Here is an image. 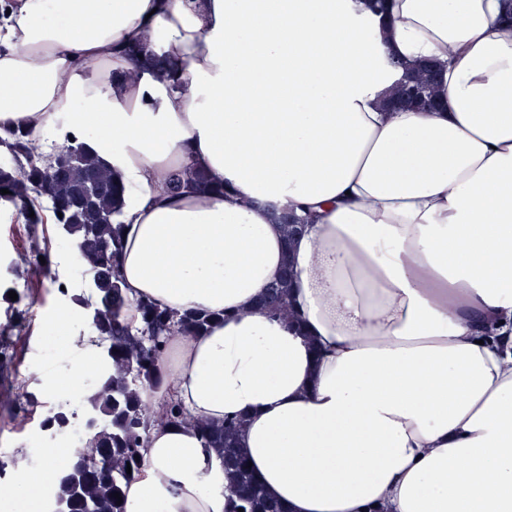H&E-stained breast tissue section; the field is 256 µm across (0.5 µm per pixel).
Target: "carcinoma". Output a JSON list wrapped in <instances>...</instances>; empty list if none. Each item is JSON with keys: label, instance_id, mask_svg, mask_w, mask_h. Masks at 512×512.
I'll return each mask as SVG.
<instances>
[{"label": "carcinoma", "instance_id": "cac0c4a2", "mask_svg": "<svg viewBox=\"0 0 512 512\" xmlns=\"http://www.w3.org/2000/svg\"><path fill=\"white\" fill-rule=\"evenodd\" d=\"M142 57L141 66L165 69V61L149 46L130 49ZM401 68L403 74L388 105L393 109L422 111L426 104L438 105L436 86L439 80L436 65L430 60ZM0 201L21 213L29 224L27 263L32 273L51 271V245L43 240L37 226L43 223V205H48L61 238L76 244L80 255L79 268L61 281V294L75 312H83L84 320L94 328L103 366L88 383L91 394L80 399L89 418L91 431L84 435L77 455L60 475L52 491L59 506L57 512H126L113 494L123 493V486L139 475L142 467L141 448L148 427L155 416L169 423H183L188 417L182 405L169 398L160 404V411L148 399V393L161 384L160 362L172 336H196L211 326L216 314L187 311L182 314L160 307L150 299L131 302L119 274V255L125 224L122 222L127 196L126 187L117 181L88 150L87 145L68 138L54 144L50 152L39 151L31 131L13 130L0 138ZM217 192L205 173L186 166L169 177L167 190L177 195L186 190ZM46 263H41L39 257ZM291 271L284 266L263 298L267 312L286 323L297 321L288 303ZM18 299L8 301L0 315V343L3 337L26 326V310ZM135 307L139 322L127 319V310ZM73 412L66 405L48 410L41 428L65 431ZM246 420L234 417L222 423L194 420V426L208 447L215 449L228 474L229 512H284L270 498L249 470L238 448ZM131 472H126V469Z\"/></svg>", "mask_w": 512, "mask_h": 512}]
</instances>
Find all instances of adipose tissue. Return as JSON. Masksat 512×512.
<instances>
[{
	"instance_id": "1",
	"label": "adipose tissue",
	"mask_w": 512,
	"mask_h": 512,
	"mask_svg": "<svg viewBox=\"0 0 512 512\" xmlns=\"http://www.w3.org/2000/svg\"><path fill=\"white\" fill-rule=\"evenodd\" d=\"M0 0V137L87 141L129 192V298L223 314L169 341L126 512H228L192 426L240 446L287 512H512V0ZM176 69L123 75L138 42ZM396 57L443 73L432 112L391 110ZM217 192H166L176 168ZM306 217L285 239L272 212ZM290 262L291 327L258 301ZM82 388L99 360L56 318ZM18 466L0 512H37L60 458Z\"/></svg>"
}]
</instances>
